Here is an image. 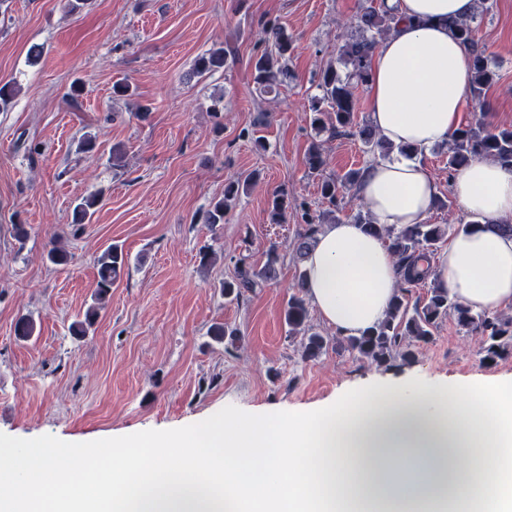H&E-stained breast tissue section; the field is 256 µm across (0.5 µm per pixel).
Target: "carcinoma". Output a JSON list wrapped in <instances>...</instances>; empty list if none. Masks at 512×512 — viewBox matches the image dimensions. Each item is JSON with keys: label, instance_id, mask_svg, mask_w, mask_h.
Returning <instances> with one entry per match:
<instances>
[{"label": "carcinoma", "instance_id": "carcinoma-1", "mask_svg": "<svg viewBox=\"0 0 512 512\" xmlns=\"http://www.w3.org/2000/svg\"><path fill=\"white\" fill-rule=\"evenodd\" d=\"M397 23L396 16L380 0L364 7L353 22L355 33L340 47L336 61L329 63L318 75L319 94L311 97L309 110L311 124L319 132L334 136L341 130L355 126L357 101L354 88L368 82L373 53L379 43L387 37ZM449 26L456 36L469 48L470 63L474 70L471 95L477 104H483L487 87L493 81L494 71L489 65L484 50L474 39V29L469 20L451 21ZM267 47L254 60V83L257 89L270 93L288 77L292 61L294 37L286 27L268 23L263 28ZM229 53L216 49L201 55L195 62V72L199 75L211 73L228 65ZM365 152L379 157L390 154L391 148L378 136L374 127L365 125L358 130ZM448 170L455 171L468 164L477 156L492 158L497 162L512 166V127H493L484 123L462 126L448 142ZM310 172L319 173L325 164L320 145L310 146L307 156ZM362 172L352 170L342 177H325L320 184L322 202L328 209L318 216L305 214L306 224L298 232L293 245V260L303 265L319 232L324 217L335 212L338 197L343 190L358 183ZM251 180L231 182L224 187V198L215 201L203 214V223L213 227L224 223V214L229 203L248 189ZM101 198L88 195L81 198L73 208V223L86 224L94 215ZM288 213V194L281 190L270 201V220L274 224L285 221ZM352 220L366 225L369 232L383 237L403 272L400 288L394 295L385 317L359 336H343L332 339L313 330L307 325L309 318L304 292L305 273L299 274L298 293L288 300L284 317L290 332L302 333V356L306 360H316L327 351L330 345L337 349L350 350L362 359L378 366H386L395 358L404 360L415 355L414 348L432 341L443 318L454 317L460 330L476 333L483 338V360L492 363L496 359L512 353V317L491 312L474 313L458 302L448 289L438 284L430 291L426 302L409 308L407 286L415 285L428 277L429 271L418 267V262L426 260L437 250L440 241L449 233L468 230L475 220L458 227L452 224H408L399 227H385L374 223L373 217L361 210ZM279 255L270 249L267 261L258 267L240 258L235 263L231 279L224 281V298L240 301L258 288L272 283L277 278ZM97 292L95 304L85 312L84 319L70 325L73 336H84L98 317L100 304L120 279L128 256L122 248L111 245L96 258Z\"/></svg>", "mask_w": 512, "mask_h": 512}]
</instances>
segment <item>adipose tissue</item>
<instances>
[{
  "label": "adipose tissue",
  "instance_id": "obj_1",
  "mask_svg": "<svg viewBox=\"0 0 512 512\" xmlns=\"http://www.w3.org/2000/svg\"><path fill=\"white\" fill-rule=\"evenodd\" d=\"M398 22L377 47L371 123L394 147L355 188L388 226L424 223L438 185L423 158L460 126L473 72L448 23L476 0H387ZM449 190L477 225L432 274L475 312L512 305V167L487 158ZM305 291L345 336L380 321L400 275L387 243L350 220L324 225ZM32 465L0 450V512H512V379L372 383L298 411L214 419L164 433L57 439ZM111 459L119 480L98 464Z\"/></svg>",
  "mask_w": 512,
  "mask_h": 512
}]
</instances>
